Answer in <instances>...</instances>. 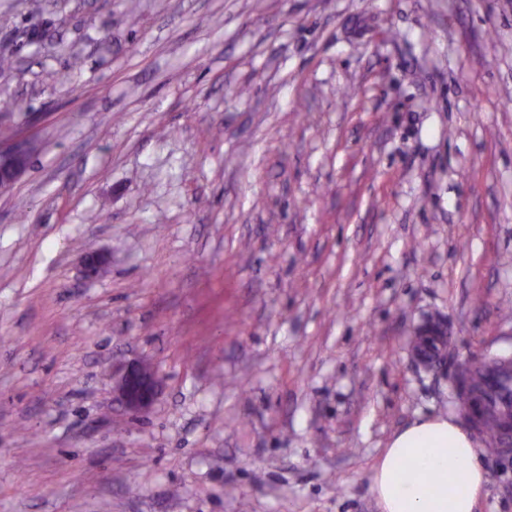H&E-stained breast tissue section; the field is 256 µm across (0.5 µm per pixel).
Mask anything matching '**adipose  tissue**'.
Listing matches in <instances>:
<instances>
[{"mask_svg": "<svg viewBox=\"0 0 512 512\" xmlns=\"http://www.w3.org/2000/svg\"><path fill=\"white\" fill-rule=\"evenodd\" d=\"M484 483L469 431L454 420L428 417L394 434L371 488L382 512H474Z\"/></svg>", "mask_w": 512, "mask_h": 512, "instance_id": "ef3b65f1", "label": "adipose tissue"}]
</instances>
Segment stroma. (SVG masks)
Masks as SVG:
<instances>
[{"instance_id": "35a3bbf8", "label": "stroma", "mask_w": 512, "mask_h": 512, "mask_svg": "<svg viewBox=\"0 0 512 512\" xmlns=\"http://www.w3.org/2000/svg\"><path fill=\"white\" fill-rule=\"evenodd\" d=\"M0 48V143L36 146L0 512H380L396 432L468 425L464 361L512 358V0H0ZM470 435L476 512H512V446ZM115 390L125 410L132 415L148 410L160 385L157 372L147 363L122 365L114 370Z\"/></svg>"}]
</instances>
